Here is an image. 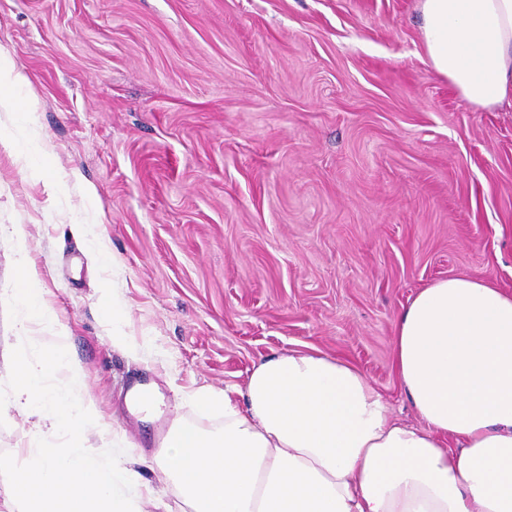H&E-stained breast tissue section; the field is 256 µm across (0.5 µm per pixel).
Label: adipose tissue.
<instances>
[{"instance_id": "adipose-tissue-1", "label": "adipose tissue", "mask_w": 512, "mask_h": 512, "mask_svg": "<svg viewBox=\"0 0 512 512\" xmlns=\"http://www.w3.org/2000/svg\"><path fill=\"white\" fill-rule=\"evenodd\" d=\"M435 71L471 104L512 103V0H420ZM25 76L0 54V148L43 172L46 150L20 92ZM16 300L27 322L67 329L44 298L22 225ZM395 367L421 427L392 420L366 376L340 357L283 353L244 387L188 398L223 426L172 424L158 452L190 512H512V294L451 277L405 306Z\"/></svg>"}]
</instances>
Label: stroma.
I'll use <instances>...</instances> for the list:
<instances>
[{"label":"stroma","instance_id":"stroma-1","mask_svg":"<svg viewBox=\"0 0 512 512\" xmlns=\"http://www.w3.org/2000/svg\"><path fill=\"white\" fill-rule=\"evenodd\" d=\"M420 0H0V53L28 83L61 181L0 148V226L23 225L46 299L100 416L156 467L158 421L214 416L185 395L319 350L357 366L419 425L394 367L396 319L422 289L476 277L512 292V107L466 101L432 68ZM96 225L94 265L70 231ZM135 354L112 344L101 282ZM16 254L0 240V382L19 343ZM0 453L32 444L6 403Z\"/></svg>","mask_w":512,"mask_h":512}]
</instances>
